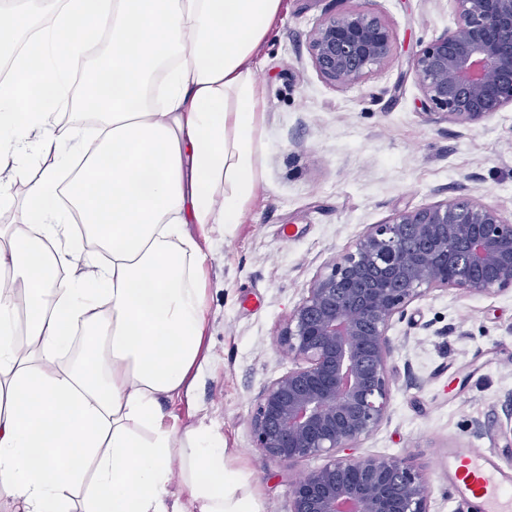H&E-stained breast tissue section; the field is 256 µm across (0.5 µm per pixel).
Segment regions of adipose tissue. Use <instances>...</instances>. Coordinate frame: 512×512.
Here are the masks:
<instances>
[{"mask_svg": "<svg viewBox=\"0 0 512 512\" xmlns=\"http://www.w3.org/2000/svg\"><path fill=\"white\" fill-rule=\"evenodd\" d=\"M281 2L53 0L46 25L27 0L0 5V202L22 220L0 226L10 512H262L223 436L163 404L189 394L208 323L187 227L239 223L256 193V58ZM105 30L110 57L75 92ZM39 142L58 160L31 179Z\"/></svg>", "mask_w": 512, "mask_h": 512, "instance_id": "1", "label": "adipose tissue"}]
</instances>
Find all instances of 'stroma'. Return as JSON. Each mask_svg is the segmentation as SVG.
<instances>
[{"mask_svg": "<svg viewBox=\"0 0 512 512\" xmlns=\"http://www.w3.org/2000/svg\"><path fill=\"white\" fill-rule=\"evenodd\" d=\"M379 13L396 53L356 87L315 70L311 28L335 0H283L257 71L263 110L259 189L240 223L201 235L207 252L205 360L190 397L165 403L181 427L216 423L228 461L249 477L264 512H290L291 483L323 465H292L254 448L250 419L264 388L296 363L278 345L310 283L352 250L369 225L463 195L512 214V111L464 128L434 119L410 60L454 21L449 0H346ZM387 331L392 399L358 451L409 458L428 483L431 512H473L448 483L449 449L512 461L496 431L512 398V293L433 290Z\"/></svg>", "mask_w": 512, "mask_h": 512, "instance_id": "35a3bbf8", "label": "stroma"}]
</instances>
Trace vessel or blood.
Here are the masks:
<instances>
[{
	"label": "vessel or blood",
	"mask_w": 512,
	"mask_h": 512,
	"mask_svg": "<svg viewBox=\"0 0 512 512\" xmlns=\"http://www.w3.org/2000/svg\"><path fill=\"white\" fill-rule=\"evenodd\" d=\"M448 475L455 492L479 512H512V462L474 449L448 451Z\"/></svg>",
	"instance_id": "1"
}]
</instances>
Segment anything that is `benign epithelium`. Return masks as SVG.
I'll return each mask as SVG.
<instances>
[{"instance_id": "obj_1", "label": "benign epithelium", "mask_w": 512, "mask_h": 512, "mask_svg": "<svg viewBox=\"0 0 512 512\" xmlns=\"http://www.w3.org/2000/svg\"><path fill=\"white\" fill-rule=\"evenodd\" d=\"M448 2L454 26L420 46L410 65L428 113L468 127L512 107V0ZM395 42L381 15L349 8L322 17L308 49L326 83L349 88L392 60ZM438 288L512 291V220L499 206L446 200L370 225L289 313L279 345L299 365L260 394L251 433L254 447L281 463L326 458L293 483L291 512H430L411 462L349 450L390 407L388 328Z\"/></svg>"}]
</instances>
